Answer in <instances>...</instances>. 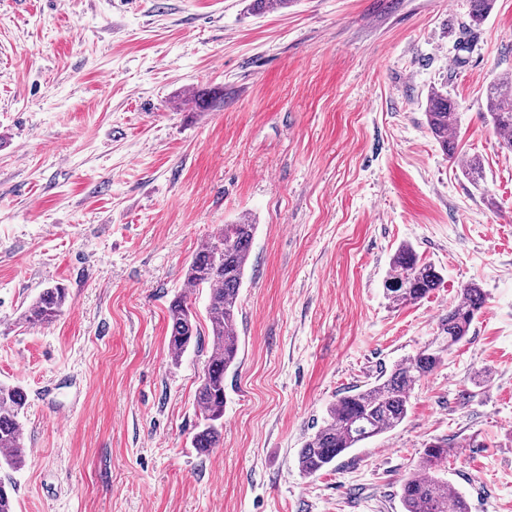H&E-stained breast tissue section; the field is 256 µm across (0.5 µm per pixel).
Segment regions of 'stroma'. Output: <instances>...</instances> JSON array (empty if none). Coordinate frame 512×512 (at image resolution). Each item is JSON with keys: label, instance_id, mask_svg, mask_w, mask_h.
I'll return each mask as SVG.
<instances>
[{"label": "stroma", "instance_id": "35a3bbf8", "mask_svg": "<svg viewBox=\"0 0 512 512\" xmlns=\"http://www.w3.org/2000/svg\"><path fill=\"white\" fill-rule=\"evenodd\" d=\"M0 0V383L22 386L15 512H403L446 440L471 512H512V152L484 89L512 70V0ZM460 113L458 159L427 127ZM479 156L472 183L459 159ZM257 226L224 379L223 440L192 446L210 341L173 361L167 318L200 240ZM411 245L442 276L390 306ZM469 334L404 422L317 474L327 406L420 348L464 285ZM68 290L50 326L19 327ZM457 109V104L448 98V93L437 88H432L429 92L426 104L427 124L435 139L450 158H456L455 134L459 126ZM67 297V289L59 283L44 288L22 313L18 324L28 329L53 323L62 314Z\"/></svg>", "mask_w": 512, "mask_h": 512}]
</instances>
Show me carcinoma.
<instances>
[{"label": "carcinoma", "instance_id": "obj_1", "mask_svg": "<svg viewBox=\"0 0 512 512\" xmlns=\"http://www.w3.org/2000/svg\"><path fill=\"white\" fill-rule=\"evenodd\" d=\"M493 0H471L472 25L480 26ZM487 115L499 137L500 147L512 152V72L489 83L486 88ZM457 104L448 94L434 88L427 96L429 130L442 149L455 157V134L459 126ZM463 172L478 183L483 168L471 156L461 163ZM257 225L244 217L226 224L203 240L185 272V283L194 290H208L206 307L208 336L214 353L209 356L196 394L202 423L192 438L193 447L207 453L219 445L224 428V377L236 366L240 289L246 275ZM441 276L436 267L419 260L413 247L401 246L393 255L385 280V294L393 306L417 302L438 288ZM67 289L57 283L44 289L22 313L19 324L25 328L49 325L62 314ZM487 301V293L476 283L465 285L460 299L448 309L442 321L448 341L438 348L424 347L395 364L376 384L341 396L327 409V416L298 451V468L312 476L360 443L391 431L406 418L408 403L416 385L443 362L444 355L468 336L470 327ZM168 345L172 360L189 347L201 346V329L194 317L188 295L175 297L168 308ZM25 392L19 386L0 384V470H20L28 456L21 412ZM450 446L437 441L424 449L420 460L403 477L400 501L404 512H470L464 496L449 489L440 475L448 462ZM16 483L0 478V512H14L12 494Z\"/></svg>", "mask_w": 512, "mask_h": 512}]
</instances>
